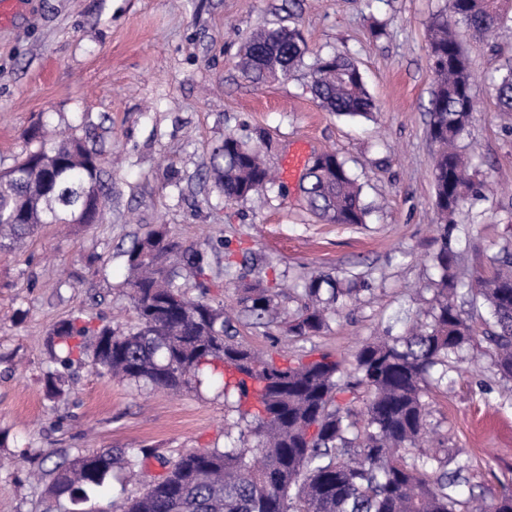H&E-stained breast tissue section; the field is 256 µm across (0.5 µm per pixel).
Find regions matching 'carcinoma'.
<instances>
[{
  "label": "carcinoma",
  "mask_w": 512,
  "mask_h": 512,
  "mask_svg": "<svg viewBox=\"0 0 512 512\" xmlns=\"http://www.w3.org/2000/svg\"><path fill=\"white\" fill-rule=\"evenodd\" d=\"M512 0H452L429 24V60L435 75L430 100V136L437 145L432 177L434 208L442 244L432 260L441 271L433 283L430 320L363 344L350 372L322 354L279 366L228 335L224 305L191 298L176 278L186 273L207 287L206 251L175 239L159 224L124 251L137 327L126 331L73 317L54 325L56 360L66 364L80 339L95 337L94 360L121 381L180 391L218 379L224 396L242 409L237 442L190 451L166 463L167 473L146 490L91 512H512V491L486 506L462 498L464 468L422 452L428 433L424 387L433 367L447 365L477 341L453 299L448 225L469 200L487 198L483 184L469 178L459 142L476 108L472 74L458 39L461 25L472 36L509 30ZM309 53L300 30L262 26L243 46L238 67L252 82L288 78ZM319 106L327 112L366 117L374 111L356 62L342 54L317 55L310 65ZM499 111L512 113V61L492 77ZM210 173L228 198L264 191L273 178L261 149L228 134L210 157ZM308 210L331 224H363L368 207L345 162L326 152L302 187ZM112 202L100 154L80 139L47 143L0 171V248H16L50 224H99ZM493 276L479 277L471 291L492 319L482 340L494 350L501 378L512 380V255L496 258ZM354 291L326 275L304 286L301 310L288 318V332L306 336L327 321L330 306ZM240 303L262 324L280 315L266 288H245ZM363 406L355 410L358 389ZM257 438L250 444L249 437ZM143 463L122 450L93 451L58 467L53 494L74 502L103 486L115 468Z\"/></svg>",
  "instance_id": "cac0c4a2"
}]
</instances>
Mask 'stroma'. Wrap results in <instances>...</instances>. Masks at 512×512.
I'll use <instances>...</instances> for the list:
<instances>
[{"instance_id": "stroma-1", "label": "stroma", "mask_w": 512, "mask_h": 512, "mask_svg": "<svg viewBox=\"0 0 512 512\" xmlns=\"http://www.w3.org/2000/svg\"><path fill=\"white\" fill-rule=\"evenodd\" d=\"M445 0H20L0 23V170L38 148L34 130L87 138L100 151L112 202L90 226H49L17 250H0V512H61L51 491L57 464L92 450L147 449L142 469L107 475V499L137 496L164 462L231 445L237 414L212 379L171 393L103 374L94 337L58 369L49 336L65 319L133 326L123 251L154 225L205 249L207 295L232 311L238 342L289 357L329 353L353 368L362 344L398 336L433 305L432 257L455 253V297L476 334L487 330L468 283L512 252V115L498 111L491 77L512 40L462 35L477 105L462 140L474 181L497 194L470 201L440 236L429 135L434 74L428 25ZM299 29L311 52H344L358 64L377 110L350 120L318 107L307 68L255 84L237 67L263 25ZM260 145L276 183L261 196L225 198L209 175L226 134ZM303 142L311 155L345 160L371 211L362 224H327L306 209L283 161ZM329 274L355 285L316 333L296 336L245 314L242 284L276 292L285 314L303 284ZM61 371L62 393L47 396ZM428 448L465 465L467 488L490 503L512 490V381L487 344L467 346L447 384L427 387Z\"/></svg>"}]
</instances>
